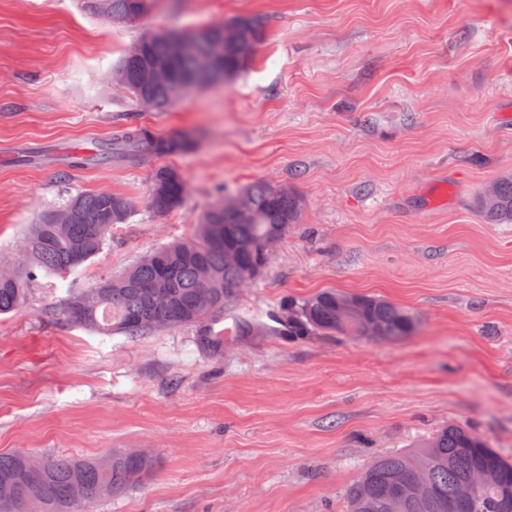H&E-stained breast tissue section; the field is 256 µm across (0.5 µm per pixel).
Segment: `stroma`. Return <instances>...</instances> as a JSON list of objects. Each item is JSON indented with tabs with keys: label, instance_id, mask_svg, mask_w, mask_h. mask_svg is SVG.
Masks as SVG:
<instances>
[{
	"label": "stroma",
	"instance_id": "stroma-1",
	"mask_svg": "<svg viewBox=\"0 0 512 512\" xmlns=\"http://www.w3.org/2000/svg\"><path fill=\"white\" fill-rule=\"evenodd\" d=\"M239 17L260 18L264 40L224 85L154 112L112 79L143 33ZM126 126L195 143L71 166ZM165 167L188 193L159 214ZM508 172L512 0H158L135 19L0 0V271L24 274L28 225L68 196L134 202L101 253L38 276L0 315V452L152 459L86 512H344L372 456L449 425L512 460V224L476 206ZM256 180L292 191L302 222L229 312L334 288L407 309L414 333L243 336L217 357L190 326L130 338L67 312L71 293L190 237L210 202ZM151 188L150 205L158 213H167L181 207L187 195L184 177L173 168L157 170Z\"/></svg>",
	"mask_w": 512,
	"mask_h": 512
}]
</instances>
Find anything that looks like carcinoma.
Here are the masks:
<instances>
[{
    "mask_svg": "<svg viewBox=\"0 0 512 512\" xmlns=\"http://www.w3.org/2000/svg\"><path fill=\"white\" fill-rule=\"evenodd\" d=\"M157 0H86L87 7L103 16L139 18ZM236 28L251 51L245 56L228 45L223 69L231 78L244 70L263 39L257 18L226 22ZM220 36L212 30L192 39L189 48L178 51L164 40H153L142 56L126 55L116 71L132 98L151 109L164 110L194 90L188 83L200 64L211 55ZM164 61L169 80L156 85L143 82L145 66ZM181 145L159 139L147 130L127 127L112 141L90 155L74 160L77 166L106 165L132 161L144 153L165 154ZM495 192L477 199V208L490 224H512V175L494 183ZM248 208L207 207L190 240L173 243L137 260L132 266L87 293L74 295L68 309L80 312L86 327L144 336L181 326L197 328L198 346L216 355L224 354V331L215 329L224 306L243 284L259 278L269 255L261 245L273 246L300 223L301 203L285 188L268 181H255L239 189ZM187 184L174 168L155 173L150 205L158 213L182 206ZM134 210L126 196L98 192L77 194L47 212L34 224L23 244V260L29 263L26 277L0 278V315L17 311L24 304L28 283L39 273L57 274L78 269L103 249L112 227L127 222ZM239 250V262L231 264L225 252ZM164 295L167 309L158 311L152 294ZM352 295L326 289L284 305L277 317L280 332L288 336L316 334L358 337L366 322L377 324L390 341L399 340L415 328V318L386 300L359 295L361 313L346 323L341 303ZM268 330L259 313L235 319L233 332L250 336ZM33 457L23 451L0 452V512H84L85 506L110 497L135 483L150 470V461L138 454H115L104 459L72 456L46 457L43 468L31 470ZM430 465L431 485L414 494L408 483L396 488L397 479L409 478L415 466ZM475 474L483 476L467 500L456 498L458 486ZM346 512H512V461L503 457L480 435L461 426H447L420 440L413 447L370 460L346 493Z\"/></svg>",
    "mask_w": 512,
    "mask_h": 512,
    "instance_id": "cac0c4a2",
    "label": "carcinoma"
}]
</instances>
